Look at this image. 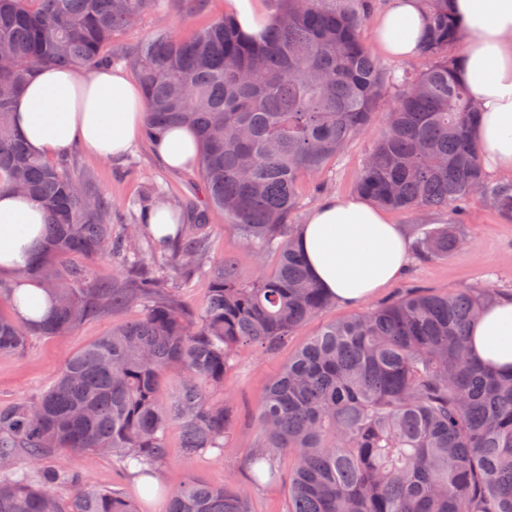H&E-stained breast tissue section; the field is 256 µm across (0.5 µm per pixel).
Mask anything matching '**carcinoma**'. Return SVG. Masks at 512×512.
<instances>
[{"mask_svg":"<svg viewBox=\"0 0 512 512\" xmlns=\"http://www.w3.org/2000/svg\"><path fill=\"white\" fill-rule=\"evenodd\" d=\"M160 2L0 0V170L49 213L24 274L43 283L50 305L39 322L20 323L3 312L17 297L0 287V354L63 336L101 308H144L68 357L51 386L0 406V512H138L81 471L47 464L60 449L156 479L177 424L186 459L223 454L234 427L224 379L240 352L273 349L333 305L290 223L301 185L371 128L388 89L396 95L358 193L403 211H459L485 198L512 220V182L489 179L473 138L479 112L448 54L460 39L448 0H423L429 66L400 77L374 60L356 10L278 0L258 40L222 17L189 37L161 29L133 59L150 105L145 139L195 130L205 205L231 218L246 248L276 255L274 270L244 280L238 260H219L197 306L150 276L116 288L82 282L67 260L127 261L149 226L112 235L107 203L62 163L28 151L13 104L36 67L111 64L116 35ZM197 219L181 225L167 258L176 274L207 249L205 215ZM462 243L453 224H422L416 254L443 258ZM496 300L488 287L415 290L323 327L269 383L247 450L253 480L290 462L286 512H512V374L476 363L468 334ZM249 498L190 479L167 512H251Z\"/></svg>","mask_w":512,"mask_h":512,"instance_id":"carcinoma-1","label":"carcinoma"}]
</instances>
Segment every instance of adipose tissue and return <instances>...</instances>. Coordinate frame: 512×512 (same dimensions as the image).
Returning <instances> with one entry per match:
<instances>
[{
  "label": "adipose tissue",
  "instance_id": "adipose-tissue-1",
  "mask_svg": "<svg viewBox=\"0 0 512 512\" xmlns=\"http://www.w3.org/2000/svg\"><path fill=\"white\" fill-rule=\"evenodd\" d=\"M448 8L465 43L459 68L480 107L476 142L494 170L512 174V0H450ZM373 38L386 56L418 57L425 40L421 0H389L377 16ZM148 111L139 87L121 71L41 67L29 74L13 119L36 154L50 157L78 146L109 161L140 139ZM155 151L168 168L183 169L196 164L199 144L192 130L177 127ZM46 222L38 202L0 188V274L20 299L15 317L23 323L47 310L39 283L15 276L36 257ZM298 243L320 286L337 303L357 305L403 273L410 239L387 210L367 198L332 196L308 212ZM470 335L475 358L512 371V299L486 307Z\"/></svg>",
  "mask_w": 512,
  "mask_h": 512
}]
</instances>
